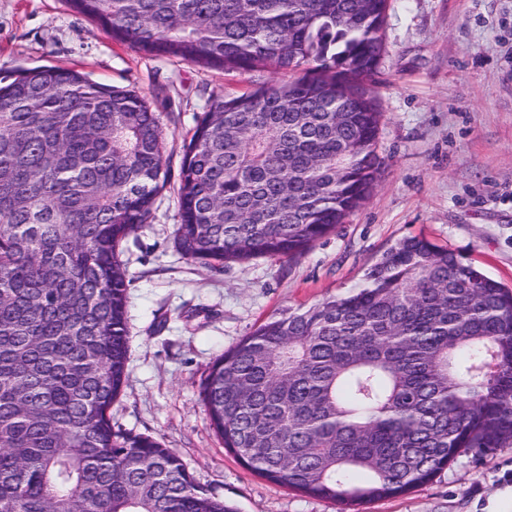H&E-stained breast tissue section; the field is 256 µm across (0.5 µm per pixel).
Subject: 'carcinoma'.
I'll list each match as a JSON object with an SVG mask.
<instances>
[{"instance_id":"carcinoma-1","label":"carcinoma","mask_w":512,"mask_h":512,"mask_svg":"<svg viewBox=\"0 0 512 512\" xmlns=\"http://www.w3.org/2000/svg\"><path fill=\"white\" fill-rule=\"evenodd\" d=\"M389 0H68L147 55L269 73L196 119L176 247L297 259L375 189ZM149 101L68 68L0 76V512H235L109 411L129 358L120 247L170 182ZM200 397L251 473L340 512L512 445V289L423 236L265 322Z\"/></svg>"}]
</instances>
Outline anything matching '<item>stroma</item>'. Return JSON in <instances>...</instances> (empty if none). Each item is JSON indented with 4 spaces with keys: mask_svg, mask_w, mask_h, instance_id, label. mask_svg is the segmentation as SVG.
<instances>
[{
    "mask_svg": "<svg viewBox=\"0 0 512 512\" xmlns=\"http://www.w3.org/2000/svg\"><path fill=\"white\" fill-rule=\"evenodd\" d=\"M386 55L374 76L384 165L367 202L295 260L223 269L185 260L173 189L124 242L129 362L112 425L158 438L195 481L237 512H339L338 505L246 470L216 435L199 397L212 362L259 324L358 285L400 239L423 235L512 287V0H391ZM61 66L136 90L165 132L166 163L209 97L248 76L155 57L112 40L67 0H0V72ZM512 487V446L464 455L414 492L360 512H492Z\"/></svg>",
    "mask_w": 512,
    "mask_h": 512,
    "instance_id": "stroma-1",
    "label": "stroma"
}]
</instances>
